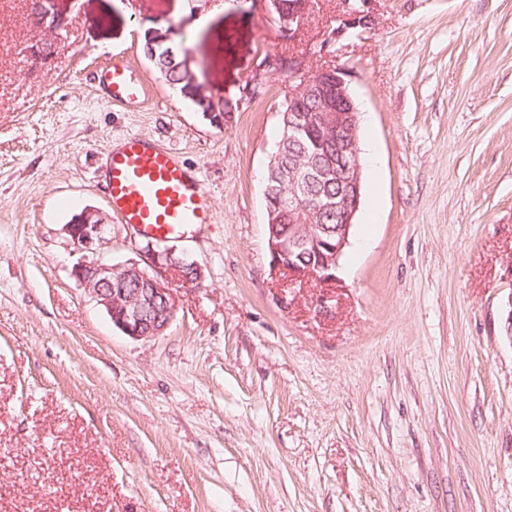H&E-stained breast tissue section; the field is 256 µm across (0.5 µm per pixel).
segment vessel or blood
Segmentation results:
<instances>
[{"mask_svg":"<svg viewBox=\"0 0 512 512\" xmlns=\"http://www.w3.org/2000/svg\"><path fill=\"white\" fill-rule=\"evenodd\" d=\"M107 103L136 106L146 84L130 66L113 63L99 77ZM103 180L120 223L152 239H179L212 221V211L198 174L164 145L138 134L110 146Z\"/></svg>","mask_w":512,"mask_h":512,"instance_id":"1","label":"vessel or blood"}]
</instances>
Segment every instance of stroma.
Masks as SVG:
<instances>
[{
    "mask_svg": "<svg viewBox=\"0 0 512 512\" xmlns=\"http://www.w3.org/2000/svg\"><path fill=\"white\" fill-rule=\"evenodd\" d=\"M307 68L349 75L363 192L325 289L272 274L264 184L295 81L263 0H55L50 64L25 0H0V512H512V0H375ZM179 25L211 124L154 70L147 28ZM123 61L149 98L102 103ZM260 74L257 95L241 89ZM141 133L198 169L213 220L181 239L148 341L71 276L62 232L110 212V142ZM330 292L323 315L315 299Z\"/></svg>",
    "mask_w": 512,
    "mask_h": 512,
    "instance_id": "35a3bbf8",
    "label": "stroma"
}]
</instances>
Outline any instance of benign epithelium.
Listing matches in <instances>:
<instances>
[{
  "mask_svg": "<svg viewBox=\"0 0 512 512\" xmlns=\"http://www.w3.org/2000/svg\"><path fill=\"white\" fill-rule=\"evenodd\" d=\"M270 14H279L283 37L297 40L302 34L310 0H266ZM373 0H340L338 25L323 40V45L343 37L348 30L367 28L373 23ZM39 8L30 15L33 23L50 34L64 28L54 12L53 0H38ZM288 72L299 78L288 95V105L307 101L316 103L318 111L298 108L288 112V142L301 141L314 128H323L331 139L330 167L317 169L314 162L300 164L273 173L288 186V223L276 218L279 201L268 196L270 224L266 225V242L272 271H286L297 279H313L333 285L339 281L340 259L350 244V234L361 202L362 165L359 139V112L346 74L323 68L311 74L303 55H288ZM324 187L318 208L320 223L309 224L307 211L296 205L303 192V180ZM336 190H331V186ZM336 223H330L331 219ZM65 238L80 254L71 275L101 305L112 323L137 340H151L163 334L176 311L169 279L176 278L183 287H193L202 279V269L176 246L151 238L133 239L138 258L113 264L103 257L111 242L112 224L106 214L95 209L83 210L81 222L63 225Z\"/></svg>",
  "mask_w": 512,
  "mask_h": 512,
  "instance_id": "benign-epithelium-1",
  "label": "benign epithelium"
}]
</instances>
